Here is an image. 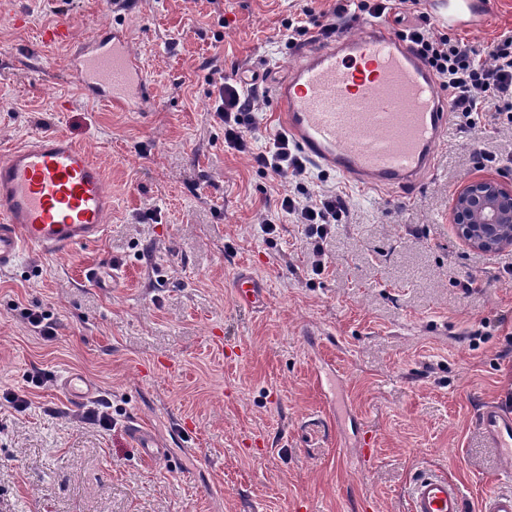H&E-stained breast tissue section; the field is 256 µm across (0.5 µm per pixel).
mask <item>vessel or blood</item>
<instances>
[{"label":"vessel or blood","instance_id":"b4317fda","mask_svg":"<svg viewBox=\"0 0 512 512\" xmlns=\"http://www.w3.org/2000/svg\"><path fill=\"white\" fill-rule=\"evenodd\" d=\"M441 17L487 14L489 0H442ZM72 74L92 99L143 111L154 100L152 76L134 50L127 27L103 26L72 57ZM283 126L317 165L374 189L417 185L433 169L448 126V99L420 58L380 20L300 53L287 80L274 88ZM112 214L104 171L87 149L46 133L0 158V270L27 251L62 255L98 242ZM251 308L266 300L250 272L233 281ZM58 387L72 404L98 388L70 372ZM484 437L512 464V412L489 403L479 414ZM411 512H466L460 489L426 473L409 487ZM481 512H512V489L496 488Z\"/></svg>","mask_w":512,"mask_h":512}]
</instances>
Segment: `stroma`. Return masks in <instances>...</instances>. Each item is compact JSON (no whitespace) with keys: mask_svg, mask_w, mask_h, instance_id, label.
<instances>
[{"mask_svg":"<svg viewBox=\"0 0 512 512\" xmlns=\"http://www.w3.org/2000/svg\"><path fill=\"white\" fill-rule=\"evenodd\" d=\"M335 5L12 0L0 16V157L60 133L112 189L101 241L0 271V512H409L423 471L447 475L478 512L486 491L512 486L475 427L484 403L512 407V246L469 247L452 213L473 180L512 185V168L472 163L479 149L512 155V128L487 140L449 117L432 172L409 190L319 170L313 190L349 198L317 276L280 209L289 182L228 149L212 114L211 72L258 80L268 92L252 143L269 146L281 130L269 89L303 49L279 31ZM61 21L80 41L106 23L131 27L158 86L151 112L82 92L70 48L42 38ZM511 30L512 0L456 28L478 49ZM105 262L121 273L109 292L86 279ZM242 270L266 285L261 311L230 286ZM28 309L51 315L54 339L29 329ZM68 371L100 385L112 430L83 422L59 392ZM10 390L26 412L5 402ZM135 422L160 447L138 448Z\"/></svg>","mask_w":512,"mask_h":512,"instance_id":"stroma-1","label":"stroma"}]
</instances>
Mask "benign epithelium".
Here are the masks:
<instances>
[{"instance_id": "7a95c632", "label": "benign epithelium", "mask_w": 512, "mask_h": 512, "mask_svg": "<svg viewBox=\"0 0 512 512\" xmlns=\"http://www.w3.org/2000/svg\"><path fill=\"white\" fill-rule=\"evenodd\" d=\"M453 223L470 247L494 251L512 245V187L494 179L470 182L456 195Z\"/></svg>"}]
</instances>
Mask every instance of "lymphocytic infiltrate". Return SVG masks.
Masks as SVG:
<instances>
[{
  "instance_id": "obj_1",
  "label": "lymphocytic infiltrate",
  "mask_w": 512,
  "mask_h": 512,
  "mask_svg": "<svg viewBox=\"0 0 512 512\" xmlns=\"http://www.w3.org/2000/svg\"><path fill=\"white\" fill-rule=\"evenodd\" d=\"M423 0H356L355 5L341 0L319 24L317 32L325 38L343 34L353 12L380 17L393 8L416 14L417 23L397 33L398 38L424 62L442 90L447 91L452 111L458 113L468 131H485L484 114L497 112L501 124L512 125V34H504L488 53L468 47L462 38L442 33L422 9ZM214 113L224 125L227 148L249 155L259 169L291 180L293 189L280 200L282 211L303 227L310 254L311 271L324 270L325 242L340 215L346 211L344 192H312L311 164L299 153L287 133H279L272 148L254 152L251 133L260 118L253 96L236 84L216 81Z\"/></svg>"
}]
</instances>
